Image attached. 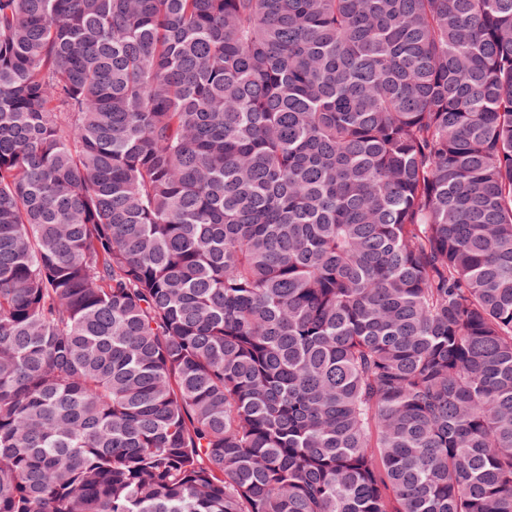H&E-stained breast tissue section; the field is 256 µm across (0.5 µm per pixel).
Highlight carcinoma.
I'll return each instance as SVG.
<instances>
[{
  "label": "carcinoma",
  "instance_id": "obj_1",
  "mask_svg": "<svg viewBox=\"0 0 512 512\" xmlns=\"http://www.w3.org/2000/svg\"><path fill=\"white\" fill-rule=\"evenodd\" d=\"M0 512H512V0H0Z\"/></svg>",
  "mask_w": 512,
  "mask_h": 512
}]
</instances>
